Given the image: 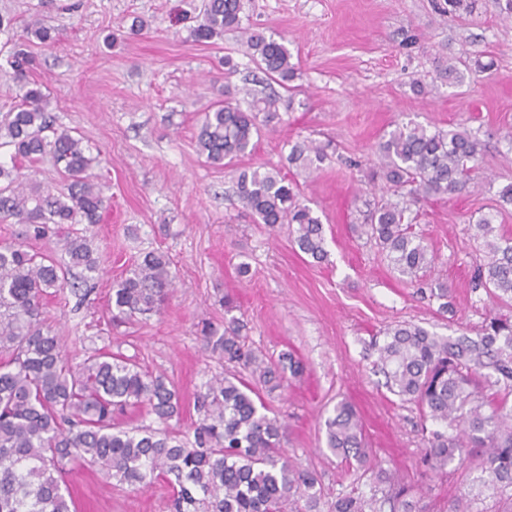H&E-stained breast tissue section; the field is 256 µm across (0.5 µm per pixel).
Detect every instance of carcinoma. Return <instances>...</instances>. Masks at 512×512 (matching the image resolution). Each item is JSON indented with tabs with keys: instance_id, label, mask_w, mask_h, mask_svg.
<instances>
[{
	"instance_id": "obj_1",
	"label": "carcinoma",
	"mask_w": 512,
	"mask_h": 512,
	"mask_svg": "<svg viewBox=\"0 0 512 512\" xmlns=\"http://www.w3.org/2000/svg\"><path fill=\"white\" fill-rule=\"evenodd\" d=\"M242 0H206L195 41L213 44L237 31L245 54L268 79L293 80L296 67L284 42L242 24ZM33 57L18 49L10 62L22 95L0 117V147L13 158L36 163L50 158L64 183L44 188L20 178L16 166L0 165V217L29 225L36 238L51 227L66 231L67 265L93 279L99 263L92 239L76 224H97L105 208L92 169L97 158L71 131L56 126L42 89L28 80ZM246 106L222 101L202 113L197 143L211 164L253 152L262 127L280 116L284 99L241 90ZM480 140L466 129L431 131L409 121L378 145L368 180L383 194L366 203L360 234L373 239L399 275L420 281L434 258L413 230L410 205L463 191L479 170ZM325 148L298 141L289 165L313 174ZM235 194L258 224H289L299 250L321 262L327 257L322 221L299 198L296 186L275 169L239 174ZM495 217L476 224L489 261L476 268V285L492 302L512 301V238L494 235ZM58 261L22 243L0 245V512H71L65 475L76 465L97 466L108 479L171 489V512H321L317 475L292 464L286 426L263 400L304 371L288 352L263 358L245 347L238 319L224 331L201 329L211 351L233 370L196 394L203 419L191 433L133 431L112 423L128 407H144L165 424L180 416L182 398L162 374L142 370L127 357L99 352L79 365L64 353L61 334L40 320L41 300L62 287ZM170 262L159 252L140 257L112 285V317L135 320L160 312L173 284ZM378 372L395 395L415 402L424 417L442 426L425 439L422 474L444 473L478 454V482L491 498L512 499V319L490 314L477 337H443L419 325L398 324L375 344ZM326 447L355 469L371 471L369 492L354 487L336 495L329 512H430L414 486L380 465L369 452L355 406L341 400L325 419Z\"/></svg>"
}]
</instances>
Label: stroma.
I'll return each mask as SVG.
<instances>
[{
    "label": "stroma",
    "instance_id": "obj_1",
    "mask_svg": "<svg viewBox=\"0 0 512 512\" xmlns=\"http://www.w3.org/2000/svg\"><path fill=\"white\" fill-rule=\"evenodd\" d=\"M243 19L288 46L297 73L293 104L267 126L254 152L230 166L209 164L197 148L199 119L224 88L254 82L261 72L241 52L237 33L200 44L190 30L202 0H0L13 26L0 32V114L17 102L8 58L40 19L56 38L33 46L30 73L58 122L83 138L98 163L93 172L107 207L90 226L100 271L72 289L81 270L62 267L64 288L43 301L41 319L64 337L74 363L97 351L133 358L164 374L186 406L171 427L200 421L192 399L222 359L207 348L203 324L224 325V299L249 348L293 351L303 377L267 396L288 427L286 448L314 471L325 502L354 481L326 447L324 420L340 400L357 409L370 460L415 483L432 512H446L477 489L478 458L423 480L419 407L385 386L371 341L400 322L439 336H477L492 303L471 275L485 260L474 225L512 183V17L507 0H477L470 16L448 14V0H243ZM237 65L226 73L225 57ZM487 63L485 72L449 84L450 59ZM422 83L417 94L414 83ZM413 121L432 129L468 130L484 144L481 169L453 197L412 205L415 230L434 264L427 280L448 285V311L429 290L407 283L373 242L351 231L369 196L366 172L384 134ZM329 144L331 161L315 177L289 167L291 144ZM275 168L296 183L320 216L328 257L313 261L288 225L258 224L235 204V179L248 167ZM164 253L175 288L160 313L119 325L108 300L114 281L143 253ZM248 264L239 274V264ZM77 512H170L164 483L141 489L105 483L97 468L67 476Z\"/></svg>",
    "mask_w": 512,
    "mask_h": 512
}]
</instances>
